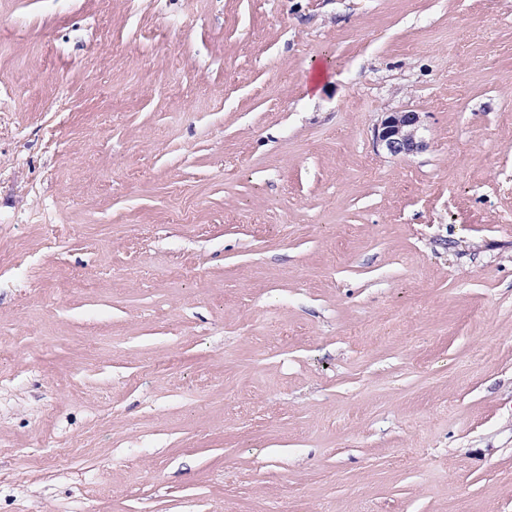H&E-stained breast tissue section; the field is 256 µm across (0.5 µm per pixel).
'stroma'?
Wrapping results in <instances>:
<instances>
[{"instance_id":"stroma-1","label":"stroma","mask_w":512,"mask_h":512,"mask_svg":"<svg viewBox=\"0 0 512 512\" xmlns=\"http://www.w3.org/2000/svg\"><path fill=\"white\" fill-rule=\"evenodd\" d=\"M0 512H512V0H0ZM422 122L418 112H390L374 130L376 142L393 156H407L426 145L419 134Z\"/></svg>"}]
</instances>
